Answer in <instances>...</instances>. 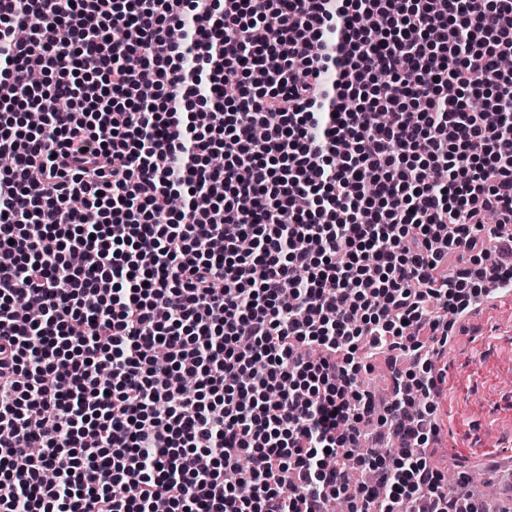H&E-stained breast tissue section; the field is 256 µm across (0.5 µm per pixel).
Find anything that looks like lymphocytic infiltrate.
<instances>
[{
	"label": "lymphocytic infiltrate",
	"instance_id": "1",
	"mask_svg": "<svg viewBox=\"0 0 512 512\" xmlns=\"http://www.w3.org/2000/svg\"><path fill=\"white\" fill-rule=\"evenodd\" d=\"M505 57L512 0H0V512H479L426 447ZM373 365V369L365 374L363 382L365 387L375 395L376 400L382 402L390 395L391 373L388 362L384 358L374 361Z\"/></svg>",
	"mask_w": 512,
	"mask_h": 512
}]
</instances>
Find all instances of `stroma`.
Segmentation results:
<instances>
[{
	"label": "stroma",
	"instance_id": "1",
	"mask_svg": "<svg viewBox=\"0 0 512 512\" xmlns=\"http://www.w3.org/2000/svg\"><path fill=\"white\" fill-rule=\"evenodd\" d=\"M436 366L445 381L430 463L453 476L467 473L477 498L492 484L501 512H512V476L499 457L512 451V309L502 305L463 321Z\"/></svg>",
	"mask_w": 512,
	"mask_h": 512
}]
</instances>
